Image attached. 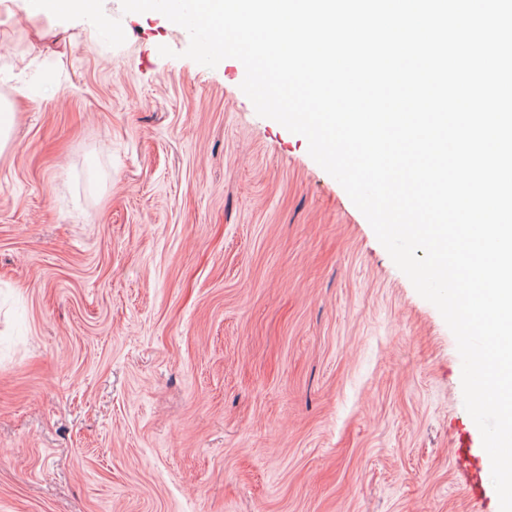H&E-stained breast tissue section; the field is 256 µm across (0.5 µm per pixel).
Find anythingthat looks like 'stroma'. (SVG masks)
Returning <instances> with one entry per match:
<instances>
[{
  "mask_svg": "<svg viewBox=\"0 0 512 512\" xmlns=\"http://www.w3.org/2000/svg\"><path fill=\"white\" fill-rule=\"evenodd\" d=\"M102 2L0 0V512H500L453 333L306 139ZM50 4L47 0H29V8L34 15H45L49 18H62L72 14L96 16L102 25H111L112 17L103 9L100 0H57Z\"/></svg>",
  "mask_w": 512,
  "mask_h": 512,
  "instance_id": "obj_1",
  "label": "stroma"
}]
</instances>
